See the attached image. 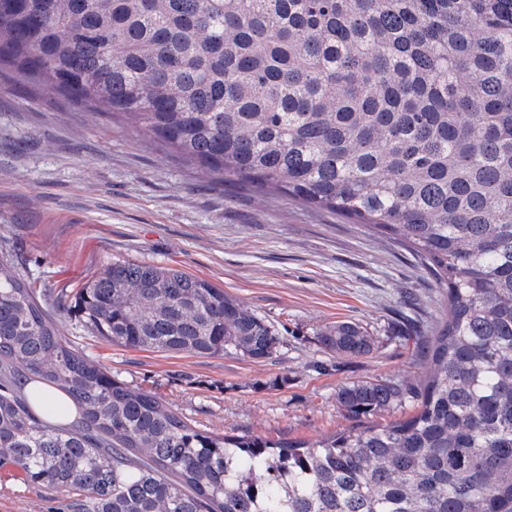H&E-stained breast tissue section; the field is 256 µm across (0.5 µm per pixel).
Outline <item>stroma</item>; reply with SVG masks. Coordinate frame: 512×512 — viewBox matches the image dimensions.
<instances>
[{"instance_id": "1", "label": "stroma", "mask_w": 512, "mask_h": 512, "mask_svg": "<svg viewBox=\"0 0 512 512\" xmlns=\"http://www.w3.org/2000/svg\"><path fill=\"white\" fill-rule=\"evenodd\" d=\"M46 296L66 341L198 430L311 440L356 427L343 384L414 380V326L442 318L434 277L405 246L278 189L219 180L110 116L0 72V252ZM115 261L170 266L223 287L274 327L264 362L127 348L94 336L57 295ZM349 320L377 338L349 358L317 341ZM72 495L0 477V512H73Z\"/></svg>"}]
</instances>
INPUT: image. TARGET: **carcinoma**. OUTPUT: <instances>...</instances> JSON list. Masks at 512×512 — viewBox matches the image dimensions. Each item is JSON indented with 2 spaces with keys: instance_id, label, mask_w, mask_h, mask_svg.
Here are the masks:
<instances>
[{
  "instance_id": "obj_1",
  "label": "carcinoma",
  "mask_w": 512,
  "mask_h": 512,
  "mask_svg": "<svg viewBox=\"0 0 512 512\" xmlns=\"http://www.w3.org/2000/svg\"><path fill=\"white\" fill-rule=\"evenodd\" d=\"M119 115L217 178L409 248L444 291L425 371L336 392L316 440L197 430L62 336L0 256V462L75 512H512V0H0V67ZM59 301L125 347L256 362L274 328L181 270L114 262ZM318 342L364 357L338 321ZM76 418L37 414L24 386Z\"/></svg>"
}]
</instances>
